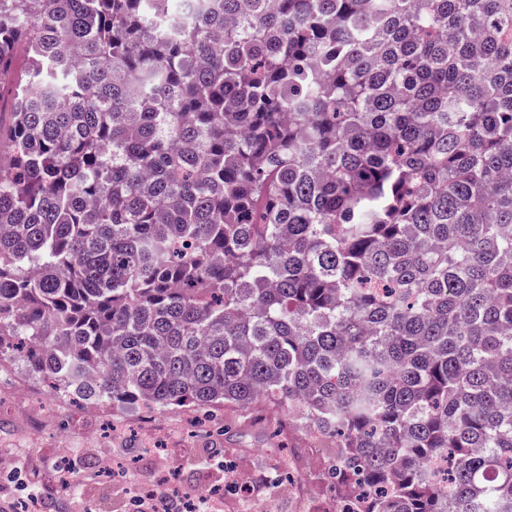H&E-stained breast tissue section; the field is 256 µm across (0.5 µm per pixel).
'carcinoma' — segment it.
<instances>
[{"label":"carcinoma","mask_w":512,"mask_h":512,"mask_svg":"<svg viewBox=\"0 0 512 512\" xmlns=\"http://www.w3.org/2000/svg\"><path fill=\"white\" fill-rule=\"evenodd\" d=\"M6 87L0 358L512 512V0H0Z\"/></svg>","instance_id":"cac0c4a2"}]
</instances>
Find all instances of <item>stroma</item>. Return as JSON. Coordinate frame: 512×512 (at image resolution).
<instances>
[{
  "label": "stroma",
  "instance_id": "35a3bbf8",
  "mask_svg": "<svg viewBox=\"0 0 512 512\" xmlns=\"http://www.w3.org/2000/svg\"><path fill=\"white\" fill-rule=\"evenodd\" d=\"M50 390L19 359L0 360V453L16 458L21 482L35 484L46 512H124L129 481L150 484L176 474L186 492L200 494L224 483L223 459L255 483L266 512H332L324 474L327 447H311L296 435L294 457L282 460L274 428L251 424L246 414L220 410L234 432L208 436L206 413L191 409L116 410L92 402H68L65 410L42 409ZM69 455L81 466L83 497L54 494L57 461ZM296 481L294 494L272 486L282 463Z\"/></svg>",
  "mask_w": 512,
  "mask_h": 512
}]
</instances>
